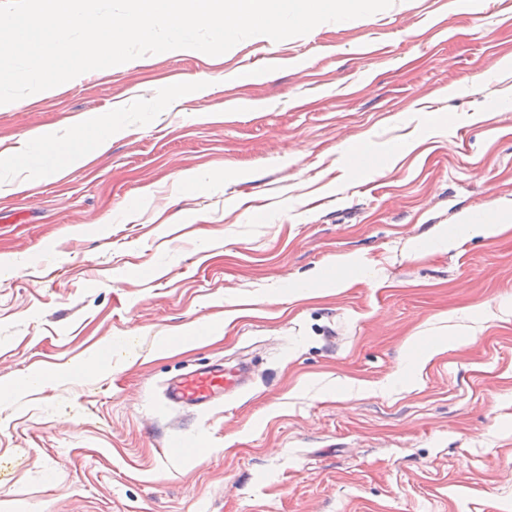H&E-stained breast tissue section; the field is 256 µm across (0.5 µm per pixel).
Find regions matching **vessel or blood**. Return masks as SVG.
Listing matches in <instances>:
<instances>
[{
  "label": "vessel or blood",
  "mask_w": 512,
  "mask_h": 512,
  "mask_svg": "<svg viewBox=\"0 0 512 512\" xmlns=\"http://www.w3.org/2000/svg\"><path fill=\"white\" fill-rule=\"evenodd\" d=\"M238 387V378L232 372L216 365L207 369L195 370L180 375L167 388L165 404H180L195 410H208L218 405L225 395ZM169 448L173 451L206 456L210 443L205 434H197L193 439L181 437L170 439Z\"/></svg>",
  "instance_id": "b4317fda"
}]
</instances>
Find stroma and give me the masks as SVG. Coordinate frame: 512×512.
Returning a JSON list of instances; mask_svg holds the SVG:
<instances>
[{
	"label": "stroma",
	"mask_w": 512,
	"mask_h": 512,
	"mask_svg": "<svg viewBox=\"0 0 512 512\" xmlns=\"http://www.w3.org/2000/svg\"><path fill=\"white\" fill-rule=\"evenodd\" d=\"M100 127L105 151L37 157ZM18 150L0 512H512V231L436 239L512 224V0H394L89 71L0 105V155ZM201 319L206 342L158 347ZM106 339L110 369L72 377ZM218 360L244 391L162 405ZM199 431L207 457L167 450ZM495 213L487 214L480 223L460 224L470 237L501 234L512 229V224H502Z\"/></svg>",
	"instance_id": "obj_1"
}]
</instances>
